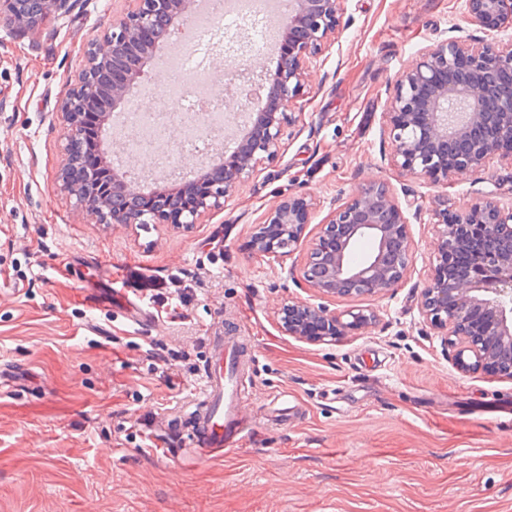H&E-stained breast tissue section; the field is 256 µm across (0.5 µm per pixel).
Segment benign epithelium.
Listing matches in <instances>:
<instances>
[{
  "label": "benign epithelium",
  "mask_w": 512,
  "mask_h": 512,
  "mask_svg": "<svg viewBox=\"0 0 512 512\" xmlns=\"http://www.w3.org/2000/svg\"><path fill=\"white\" fill-rule=\"evenodd\" d=\"M137 8L112 23L103 44L90 50V66L67 87L61 117L66 126L60 189L103 224L195 223L200 213L221 210L235 187L275 155L281 128L296 120L289 105L303 85L306 64L327 35L342 27V0H291L274 70L258 92L266 104L240 131L237 147L224 154V176L189 183L190 201L176 189L145 191L112 169L106 156L87 162L83 118L101 106L125 108L148 52L160 45L188 0H136ZM72 0H0V25L33 28L50 12H67ZM484 30L512 23V0H465ZM394 166L434 187L462 173L484 171L496 158L512 157V46L455 37L428 46L416 64L394 82L385 112ZM307 217L295 201L270 210L251 247L263 255L287 256L302 240ZM437 247L422 292L426 323L455 337L459 368L493 370L512 378V206L492 199L461 212H438ZM371 242L362 259L357 244ZM415 260L409 222L383 181L363 186L321 225L307 254L303 280L333 297L383 295L402 282ZM336 313L307 303L286 305L282 327L311 342L336 339L376 321L372 313Z\"/></svg>",
  "instance_id": "7a95c632"
}]
</instances>
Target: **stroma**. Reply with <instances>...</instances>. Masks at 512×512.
Returning <instances> with one entry per match:
<instances>
[{"instance_id":"stroma-1","label":"stroma","mask_w":512,"mask_h":512,"mask_svg":"<svg viewBox=\"0 0 512 512\" xmlns=\"http://www.w3.org/2000/svg\"><path fill=\"white\" fill-rule=\"evenodd\" d=\"M134 7L76 0L34 28L0 26V512H512V378L459 370L420 308L436 199L512 204V160L433 187L393 166L385 122L422 49L454 35L503 46L512 26L483 30L464 0H344L276 155L177 229L100 223L58 183L63 92ZM372 181L410 204L415 261L389 295L320 294L300 275L311 243ZM293 198L311 213L300 244L255 253L259 224ZM142 288L168 303L136 325L112 294ZM293 302L377 320L313 343L282 327ZM228 330L253 345L246 431L200 460L186 407Z\"/></svg>"}]
</instances>
